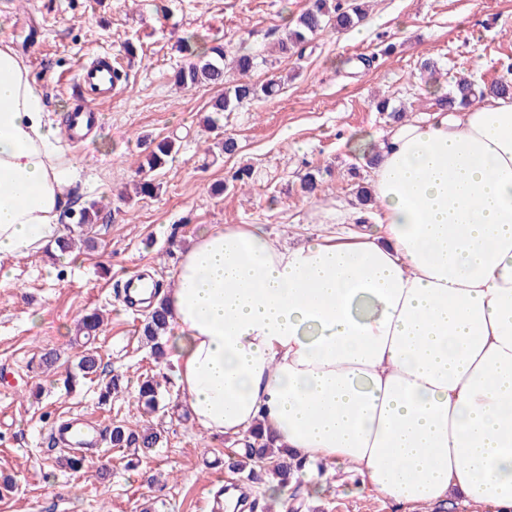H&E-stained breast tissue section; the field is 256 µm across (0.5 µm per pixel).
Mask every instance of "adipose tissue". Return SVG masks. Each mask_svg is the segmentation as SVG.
<instances>
[{
    "instance_id": "ef3b65f1",
    "label": "adipose tissue",
    "mask_w": 512,
    "mask_h": 512,
    "mask_svg": "<svg viewBox=\"0 0 512 512\" xmlns=\"http://www.w3.org/2000/svg\"><path fill=\"white\" fill-rule=\"evenodd\" d=\"M73 168L0 35V254L55 241ZM370 185V232L190 241L164 296L178 387L203 431L262 424L400 512H512V101L398 125Z\"/></svg>"
}]
</instances>
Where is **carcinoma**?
I'll list each match as a JSON object with an SVG mask.
<instances>
[{"mask_svg":"<svg viewBox=\"0 0 512 512\" xmlns=\"http://www.w3.org/2000/svg\"><path fill=\"white\" fill-rule=\"evenodd\" d=\"M365 0H345V4L333 0H314V2L296 16L285 17L284 30L278 39L281 53H301L314 39L327 29L343 30L356 26L366 18ZM181 49L192 57L188 65L178 69L174 75V83L178 87H188L198 83L224 86V95L212 103L214 112H232L262 96L272 97L280 90V81L270 79L261 86L246 80V76L256 66L255 57L249 53H237L230 58L224 44L214 42L200 44L195 34H189L181 40ZM491 93L498 97L512 95V78L500 77L492 83L488 91L476 90L473 81L463 78L455 85L445 98L448 107L474 105ZM173 140L159 141L151 151L147 165H138L137 171L153 172L162 168L175 151ZM102 323L98 312L84 316L80 322V330L90 337L97 333ZM169 330L168 312L164 302H159L149 311L142 327V336L151 343L153 354L165 356V336ZM160 383L153 379L143 380L138 389V399L147 413L157 411ZM112 447L126 448L135 446L146 452L155 448L160 435L150 427L133 429L124 425H115L109 434ZM246 453L239 463L243 471L251 463L266 461L267 472L282 486L291 483L295 474L305 467L302 461L288 451L275 446L274 437L264 432L261 427L251 431L250 438L244 440Z\"/></svg>","mask_w":512,"mask_h":512,"instance_id":"1","label":"carcinoma"}]
</instances>
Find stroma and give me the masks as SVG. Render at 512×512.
Returning a JSON list of instances; mask_svg holds the SVG:
<instances>
[{
    "label": "stroma",
    "mask_w": 512,
    "mask_h": 512,
    "mask_svg": "<svg viewBox=\"0 0 512 512\" xmlns=\"http://www.w3.org/2000/svg\"><path fill=\"white\" fill-rule=\"evenodd\" d=\"M310 0H0V24L42 87L49 116L61 124L75 104L79 65L106 57L124 61V75L102 104V121L87 141L62 140L76 174L65 185L62 235L80 241L72 253L42 250L0 255V512H206L219 483L240 488L243 512H275L265 471L244 479L234 463L236 440L213 436L193 421L169 359L151 352L141 326L147 308L127 310L121 278L156 275L162 289L189 237L216 224H259L278 243L296 246L341 209L359 206L356 187L372 169L355 147L358 137L379 146L395 124L377 112L390 98L410 121L438 110L460 77L490 86L512 68V0H369L359 26L318 37L302 56L276 53L285 12ZM195 33L246 51L257 65L251 82L281 80L273 97L206 119L221 87L175 86L188 57L179 40ZM133 42L136 58L125 56ZM432 61L436 81L422 68ZM233 137L235 155L218 141ZM174 139L179 150L155 171L159 192L124 196L153 142ZM250 165L247 186L230 187L233 172ZM320 169L314 193L301 177ZM223 194H213L216 184ZM101 206L97 223L78 225L87 202ZM104 315L93 340L78 332L84 315ZM96 352L102 373L82 376L78 362ZM54 352V370L42 363ZM121 380L119 398L101 402L108 376ZM161 384L163 401L147 417L160 434L142 455L104 444L84 470L65 465L51 436L72 415L103 430L141 418L142 380ZM303 512H394L359 477H326L301 499Z\"/></svg>",
    "instance_id": "35a3bbf8"
}]
</instances>
